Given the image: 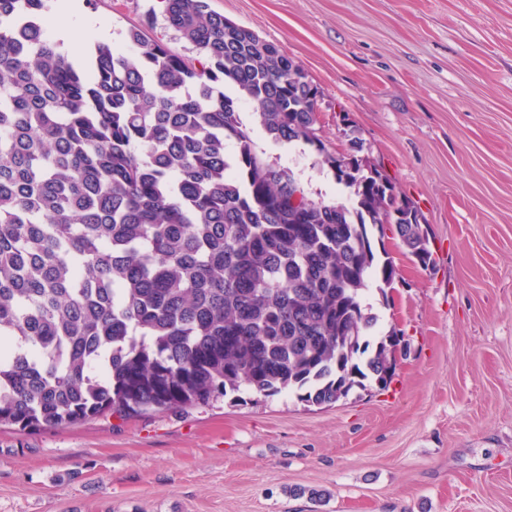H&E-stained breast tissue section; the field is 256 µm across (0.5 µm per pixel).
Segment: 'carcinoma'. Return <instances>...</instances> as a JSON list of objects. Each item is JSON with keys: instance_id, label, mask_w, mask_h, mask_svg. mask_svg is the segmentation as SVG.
<instances>
[{"instance_id": "cac0c4a2", "label": "carcinoma", "mask_w": 512, "mask_h": 512, "mask_svg": "<svg viewBox=\"0 0 512 512\" xmlns=\"http://www.w3.org/2000/svg\"><path fill=\"white\" fill-rule=\"evenodd\" d=\"M202 56L127 33L87 66L58 49L45 0H0V426L51 430L108 412L293 392L329 405L394 377L398 332L367 339L371 231L435 268L409 201L364 169L355 126L330 152L323 91L280 48L210 9L159 0ZM275 143L303 142L350 193L309 198L259 157L240 99Z\"/></svg>"}]
</instances>
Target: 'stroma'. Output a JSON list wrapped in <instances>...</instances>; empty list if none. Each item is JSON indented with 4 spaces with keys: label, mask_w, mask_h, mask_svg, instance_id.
<instances>
[{
    "label": "stroma",
    "mask_w": 512,
    "mask_h": 512,
    "mask_svg": "<svg viewBox=\"0 0 512 512\" xmlns=\"http://www.w3.org/2000/svg\"><path fill=\"white\" fill-rule=\"evenodd\" d=\"M87 51L102 20L125 48L136 27L195 64L157 0H51ZM275 43L320 86L319 135L347 114L415 203L437 261L398 240L388 294L362 295L371 332L402 334L394 381L327 406L295 394L107 414L64 428L0 427V512H512V0H209ZM254 147L310 198L317 154L283 151L241 105ZM325 492L323 502L294 488Z\"/></svg>",
    "instance_id": "stroma-1"
}]
</instances>
